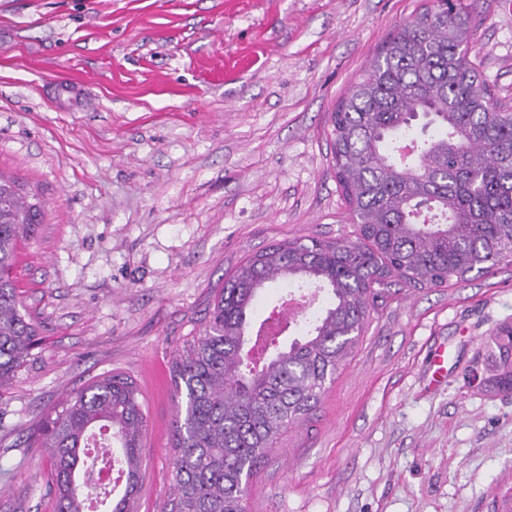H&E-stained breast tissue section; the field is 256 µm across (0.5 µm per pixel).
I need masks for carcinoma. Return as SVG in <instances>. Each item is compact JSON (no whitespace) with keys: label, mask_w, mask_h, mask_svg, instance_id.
I'll return each instance as SVG.
<instances>
[{"label":"carcinoma","mask_w":512,"mask_h":512,"mask_svg":"<svg viewBox=\"0 0 512 512\" xmlns=\"http://www.w3.org/2000/svg\"><path fill=\"white\" fill-rule=\"evenodd\" d=\"M470 31L463 0L417 12L331 113L332 159L354 239L275 244L224 280L203 334L171 364L184 407L174 422L172 498L161 512H247L244 481L319 403L390 278L438 287L512 264V106L494 98L470 59ZM42 217L41 201L0 174V386L36 343L12 273L19 243ZM281 280L315 285L324 304L288 347L273 336L265 356L250 357L251 310ZM486 348L482 386L512 395V321ZM145 427L137 386L121 372L91 381L42 419L37 435L50 452L55 512H86L87 448L99 430L103 455L125 473L111 512H131Z\"/></svg>","instance_id":"cac0c4a2"}]
</instances>
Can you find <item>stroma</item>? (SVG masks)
I'll return each instance as SVG.
<instances>
[{"label": "stroma", "mask_w": 512, "mask_h": 512, "mask_svg": "<svg viewBox=\"0 0 512 512\" xmlns=\"http://www.w3.org/2000/svg\"><path fill=\"white\" fill-rule=\"evenodd\" d=\"M464 2L469 56L512 104V0ZM428 3L0 0V172L44 206L15 266L38 336L0 387V512H53L32 429L111 372L135 381L147 414L133 512H159L173 357L247 255L352 238L330 114ZM510 318L512 265L392 284L335 382L260 465L247 512H498L512 496V397L467 376Z\"/></svg>", "instance_id": "obj_1"}]
</instances>
